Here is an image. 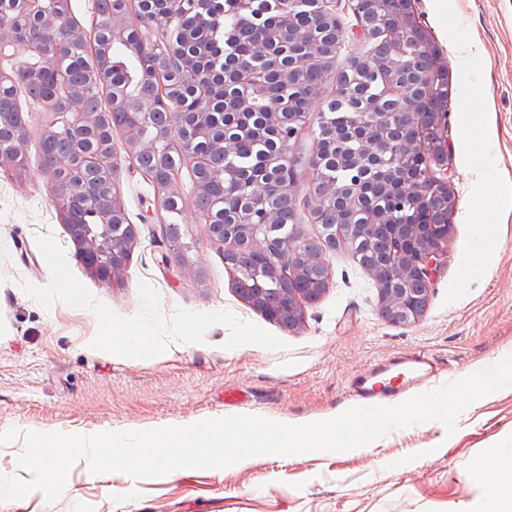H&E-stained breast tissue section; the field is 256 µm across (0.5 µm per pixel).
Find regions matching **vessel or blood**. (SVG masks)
<instances>
[{
	"label": "vessel or blood",
	"instance_id": "obj_1",
	"mask_svg": "<svg viewBox=\"0 0 512 512\" xmlns=\"http://www.w3.org/2000/svg\"><path fill=\"white\" fill-rule=\"evenodd\" d=\"M438 371L439 367L431 355L414 351L361 371L349 379L347 389L351 400L361 406L397 402L429 384Z\"/></svg>",
	"mask_w": 512,
	"mask_h": 512
}]
</instances>
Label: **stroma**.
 <instances>
[{"mask_svg": "<svg viewBox=\"0 0 512 512\" xmlns=\"http://www.w3.org/2000/svg\"><path fill=\"white\" fill-rule=\"evenodd\" d=\"M412 5L453 87L444 132L456 196L413 323L382 315L375 278L343 246L324 252L329 285L300 326L266 319L233 288L224 248L193 202L191 168L176 175L184 249L170 260L155 190L128 157L117 191L136 241L121 274L102 283L79 259L40 164L37 137L50 115L24 113L23 171L0 166V474L32 479L18 458L34 430L92 435L249 414L303 425L350 408L348 378L376 362L428 353L440 387L512 355V207L497 203L512 192V0ZM469 97L486 111H465ZM57 273L70 288L55 286ZM105 323L142 327L145 347L133 357L101 348ZM485 459L512 466V387L470 405L454 433L431 421L346 452L139 481L92 474L82 459L57 502L35 491L0 501V512H489L477 469Z\"/></svg>", "mask_w": 512, "mask_h": 512, "instance_id": "35a3bbf8", "label": "stroma"}]
</instances>
